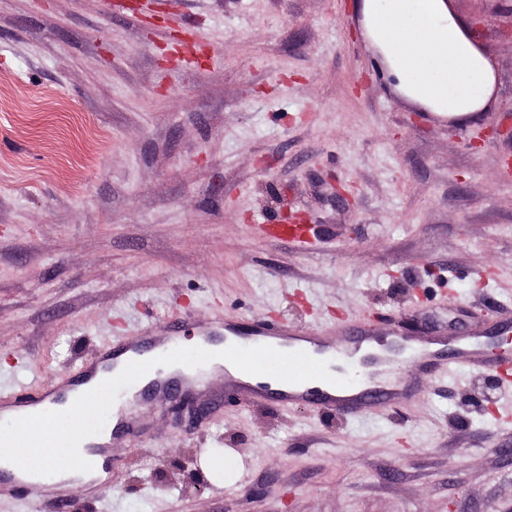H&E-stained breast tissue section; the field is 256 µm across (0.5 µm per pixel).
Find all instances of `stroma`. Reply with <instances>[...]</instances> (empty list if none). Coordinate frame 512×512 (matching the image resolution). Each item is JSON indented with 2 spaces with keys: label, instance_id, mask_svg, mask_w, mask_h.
<instances>
[{
  "label": "stroma",
  "instance_id": "stroma-1",
  "mask_svg": "<svg viewBox=\"0 0 512 512\" xmlns=\"http://www.w3.org/2000/svg\"><path fill=\"white\" fill-rule=\"evenodd\" d=\"M360 2L0 0V398L178 316L512 336V0H450L496 77L461 122L394 92ZM288 213L316 251L266 233ZM210 402L49 512H512L497 370L358 414Z\"/></svg>",
  "mask_w": 512,
  "mask_h": 512
}]
</instances>
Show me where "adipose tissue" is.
Returning <instances> with one entry per match:
<instances>
[{
    "instance_id": "1",
    "label": "adipose tissue",
    "mask_w": 512,
    "mask_h": 512,
    "mask_svg": "<svg viewBox=\"0 0 512 512\" xmlns=\"http://www.w3.org/2000/svg\"><path fill=\"white\" fill-rule=\"evenodd\" d=\"M366 35L403 97L463 120L492 102L490 60L447 0H363Z\"/></svg>"
}]
</instances>
